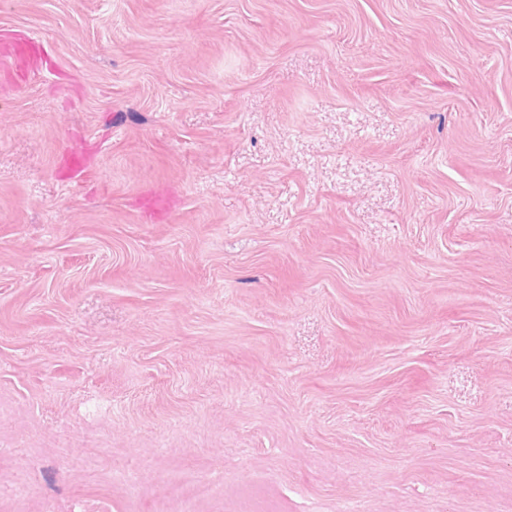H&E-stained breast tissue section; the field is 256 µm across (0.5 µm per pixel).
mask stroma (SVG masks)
I'll return each mask as SVG.
<instances>
[{
    "label": "stroma",
    "mask_w": 512,
    "mask_h": 512,
    "mask_svg": "<svg viewBox=\"0 0 512 512\" xmlns=\"http://www.w3.org/2000/svg\"><path fill=\"white\" fill-rule=\"evenodd\" d=\"M21 38L0 512H512V0H0Z\"/></svg>",
    "instance_id": "1"
}]
</instances>
